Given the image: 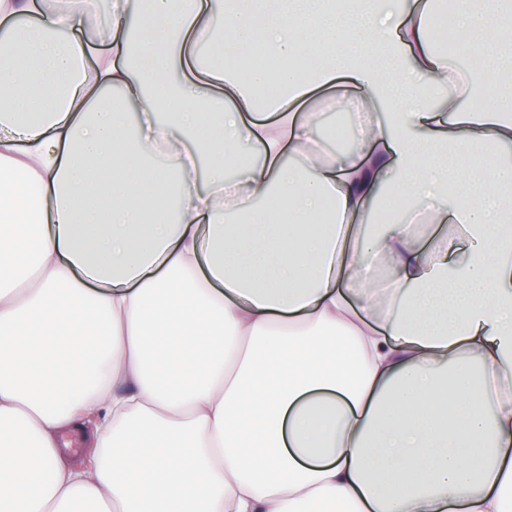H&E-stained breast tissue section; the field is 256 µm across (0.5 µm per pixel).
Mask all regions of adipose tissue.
<instances>
[{"label":"adipose tissue","mask_w":512,"mask_h":512,"mask_svg":"<svg viewBox=\"0 0 512 512\" xmlns=\"http://www.w3.org/2000/svg\"><path fill=\"white\" fill-rule=\"evenodd\" d=\"M34 7L0 0V512H512V0H454L443 52L435 0Z\"/></svg>","instance_id":"adipose-tissue-1"}]
</instances>
